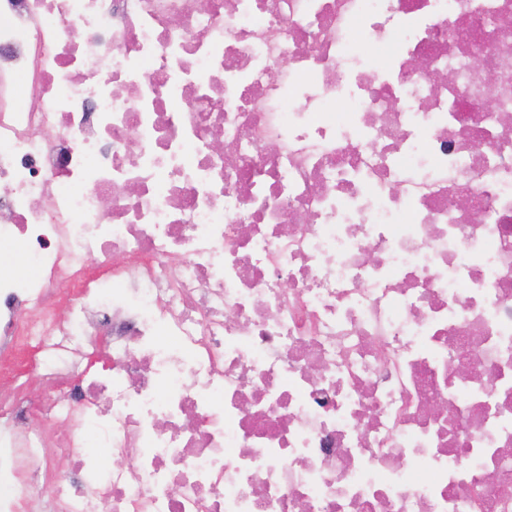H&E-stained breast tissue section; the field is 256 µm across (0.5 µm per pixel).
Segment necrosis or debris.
Here are the masks:
<instances>
[{
  "mask_svg": "<svg viewBox=\"0 0 512 512\" xmlns=\"http://www.w3.org/2000/svg\"><path fill=\"white\" fill-rule=\"evenodd\" d=\"M507 115L512 0H0V512H512Z\"/></svg>",
  "mask_w": 512,
  "mask_h": 512,
  "instance_id": "4bbe7bcc",
  "label": "necrosis or debris"
}]
</instances>
